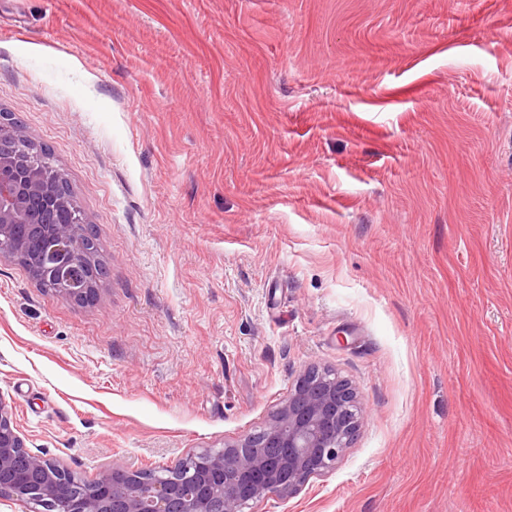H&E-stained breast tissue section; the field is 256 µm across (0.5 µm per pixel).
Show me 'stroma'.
I'll return each mask as SVG.
<instances>
[{
	"label": "stroma",
	"instance_id": "1",
	"mask_svg": "<svg viewBox=\"0 0 512 512\" xmlns=\"http://www.w3.org/2000/svg\"><path fill=\"white\" fill-rule=\"evenodd\" d=\"M0 110L109 277L0 258V395L93 479L348 380L335 466L241 512H512V0H0Z\"/></svg>",
	"mask_w": 512,
	"mask_h": 512
}]
</instances>
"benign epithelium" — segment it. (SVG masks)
Instances as JSON below:
<instances>
[{
  "instance_id": "1",
  "label": "benign epithelium",
  "mask_w": 512,
  "mask_h": 512,
  "mask_svg": "<svg viewBox=\"0 0 512 512\" xmlns=\"http://www.w3.org/2000/svg\"><path fill=\"white\" fill-rule=\"evenodd\" d=\"M15 137L29 148L0 156V245L13 238L16 225L28 224L43 238L42 252L30 259L41 285L59 291L88 292L95 272L87 263L90 243L79 233L84 224L74 202L46 190L47 176L27 161L36 140ZM309 392L297 409L284 404L262 431L205 450L186 461L155 470L113 463L92 480L77 477L57 461L27 448L0 395V475L10 476L9 489L0 492L37 512H168L178 500L181 512H240L242 500L291 495L311 476L332 468L357 430L361 407L351 386L328 370L312 369L294 386L291 397ZM268 448H281L277 458ZM23 454L34 469L45 473L36 486L14 469Z\"/></svg>"
}]
</instances>
